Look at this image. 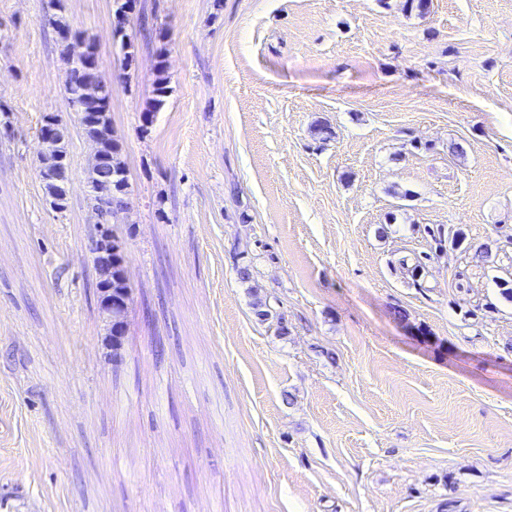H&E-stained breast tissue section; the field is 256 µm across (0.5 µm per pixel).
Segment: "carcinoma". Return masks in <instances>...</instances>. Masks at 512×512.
Returning a JSON list of instances; mask_svg holds the SVG:
<instances>
[{"instance_id": "obj_1", "label": "carcinoma", "mask_w": 512, "mask_h": 512, "mask_svg": "<svg viewBox=\"0 0 512 512\" xmlns=\"http://www.w3.org/2000/svg\"><path fill=\"white\" fill-rule=\"evenodd\" d=\"M66 0H46V10L50 21L59 33L61 56L68 68V80L65 94L71 107H77L82 101L86 90H95V97L84 103L79 121L87 136L95 144L96 151L89 164L87 179L90 185H95L105 177H112V196L108 201L112 218L101 224L99 239L95 242L93 252L97 254L96 262L103 257L112 255V308L122 313L121 323L127 324L126 314L131 300V286L125 268L123 242L116 229L123 222L131 201V190L126 164L123 159V144L112 128L109 115L112 89L103 83L97 69L86 68L76 62L70 55L69 37L78 33L70 26L66 15ZM136 20L142 32L148 36L156 33L154 17L137 10V0H115V24L113 35L118 37L123 59L129 61L135 57L134 41H125L128 37L126 24ZM40 126H53L57 129V138L50 142H38L40 177L44 184L50 208L56 213H63L68 204V188L66 180V131L61 120L56 115L47 113L41 117Z\"/></svg>"}]
</instances>
